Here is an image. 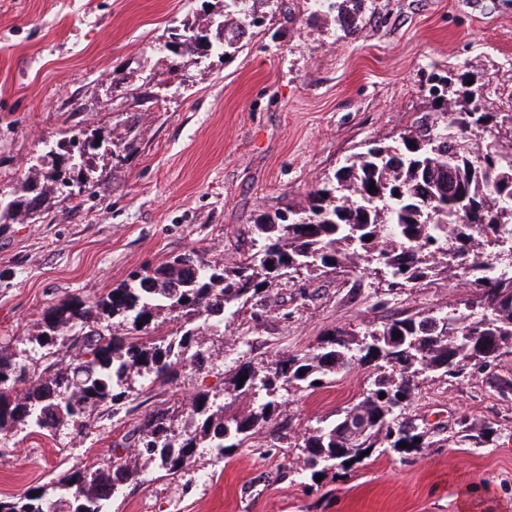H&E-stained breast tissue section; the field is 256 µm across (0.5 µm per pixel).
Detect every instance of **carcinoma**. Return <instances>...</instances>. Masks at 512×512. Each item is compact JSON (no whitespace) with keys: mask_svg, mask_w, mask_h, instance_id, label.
<instances>
[{"mask_svg":"<svg viewBox=\"0 0 512 512\" xmlns=\"http://www.w3.org/2000/svg\"><path fill=\"white\" fill-rule=\"evenodd\" d=\"M351 1L364 2L331 0L328 8L317 11L336 14L342 30L353 35L358 26L347 9ZM221 2L217 40L194 32L192 25L183 27V51L172 70L193 62L199 43L209 44L220 58L243 47L241 39L257 27L253 19L265 0ZM431 108L442 124L419 126L390 144L374 143L345 159L334 173L336 184L315 185L305 204L288 203L272 215H258L244 231L247 252L239 262L228 266L191 249L155 268H142L93 301L67 298L50 307L37 342L47 346L66 338L69 362L62 367L52 361L31 371L0 348V378H5L0 382V432L10 430L20 415L32 427L53 431L68 419L84 418L92 407L115 410L129 397L127 385L135 375L165 383L187 358L202 367L205 356L192 350L200 328H223L224 319L249 302L268 298L285 276L307 281L335 271L357 273L374 263V274L415 287L449 274L452 252L479 273L472 283L478 302L488 308L485 325L469 321L472 301L463 299L442 315L392 319L361 339L341 331L303 354L280 357L261 372L239 369L224 392L234 398L261 392L264 400L257 407L247 412L232 411L226 404L215 408L208 394L200 393L182 415L181 428L167 415L151 413L127 433L121 447L136 448L138 457L175 476L202 444L221 460L228 448L252 439L273 421L282 385L301 382L315 390L339 369L376 363L378 372L362 397L304 440L302 470L315 477L326 457L354 465L368 449L386 446L410 454L422 448L424 434L403 416L421 376L440 373L458 379L479 372L501 391H511L512 380L494 370L500 357L512 355V277L485 274V246L512 226V210L498 207L500 192L512 190V139L493 136L496 114L475 96L456 111L447 98L435 95ZM131 151L129 139H109L96 129L72 134L50 149V164L35 173L42 186L27 179L11 199H0V224L19 217L33 220L60 196L91 193L93 183L84 171L95 165L97 156L109 154L119 165ZM372 183L376 190L371 192ZM469 207L483 209L491 222L471 221ZM294 213H308L318 221L293 224L289 216ZM172 313L180 321V335H156V319ZM19 383L28 388L19 391ZM458 426L466 444L493 442L492 426L478 434L470 433L465 418ZM401 442L407 446H399ZM133 476L127 463L111 460L54 479L38 488L37 496L28 492L0 498V512H108L112 496Z\"/></svg>","mask_w":512,"mask_h":512,"instance_id":"cac0c4a2","label":"carcinoma"}]
</instances>
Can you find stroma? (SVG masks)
<instances>
[{"label":"stroma","instance_id":"obj_1","mask_svg":"<svg viewBox=\"0 0 512 512\" xmlns=\"http://www.w3.org/2000/svg\"><path fill=\"white\" fill-rule=\"evenodd\" d=\"M220 0H0V198L72 131H111L140 112L135 152L99 160L93 199L58 202L36 220L0 224V349L30 368L61 359L39 346L48 308L101 296L142 266L194 249L239 261L257 215L303 202L344 159L388 142L430 114L431 88L474 90L512 114V0H365L349 35L311 0H269L242 51L171 72L167 31L218 19ZM153 102L137 105L134 91ZM458 278L395 290L375 275L284 281L260 305L199 334L209 367L183 363L174 382L131 383L115 415L43 432L0 435V498L108 461L146 414L177 411L196 393L224 401L234 369L363 334L394 318L441 314L467 298ZM370 367L292 384L277 418L246 448H198L177 474L135 459L111 512H512V392L483 374L421 382L405 409L426 448L376 449L370 460L299 473L304 440L370 387ZM497 429L494 444L457 447V420Z\"/></svg>","mask_w":512,"mask_h":512}]
</instances>
